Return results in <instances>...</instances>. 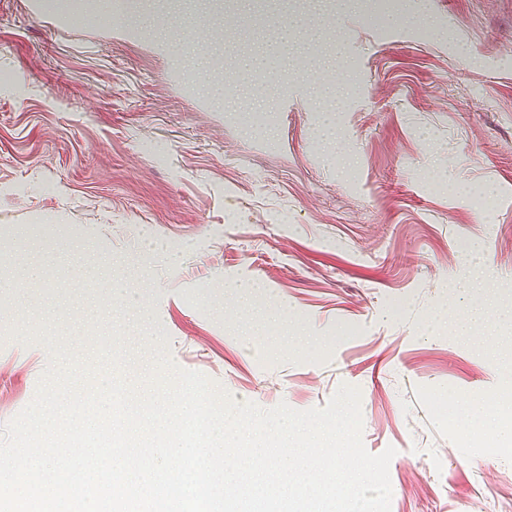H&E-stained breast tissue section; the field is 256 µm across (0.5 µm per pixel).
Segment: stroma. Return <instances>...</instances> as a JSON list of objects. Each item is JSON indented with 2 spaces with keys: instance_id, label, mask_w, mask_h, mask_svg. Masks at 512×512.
I'll list each match as a JSON object with an SVG mask.
<instances>
[{
  "instance_id": "stroma-1",
  "label": "stroma",
  "mask_w": 512,
  "mask_h": 512,
  "mask_svg": "<svg viewBox=\"0 0 512 512\" xmlns=\"http://www.w3.org/2000/svg\"><path fill=\"white\" fill-rule=\"evenodd\" d=\"M270 2L288 49L257 0L207 42L0 0V326L114 318L263 408L357 387L391 512H512V0ZM46 364L0 341V425Z\"/></svg>"
}]
</instances>
